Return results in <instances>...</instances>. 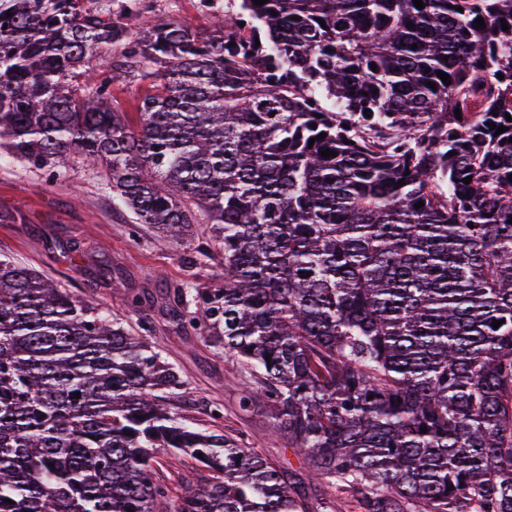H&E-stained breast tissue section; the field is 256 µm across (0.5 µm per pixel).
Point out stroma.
I'll return each mask as SVG.
<instances>
[{
    "mask_svg": "<svg viewBox=\"0 0 512 512\" xmlns=\"http://www.w3.org/2000/svg\"><path fill=\"white\" fill-rule=\"evenodd\" d=\"M237 10V0H140L139 19L167 15L207 32L216 15ZM207 225L197 227L189 242L178 244L114 204L112 191L96 169L67 162L54 170L10 159L0 160V254L60 280L80 300L93 301L107 314L136 325L140 313L150 314L152 342L182 374L186 392L177 411L186 423L211 425L213 406L224 410L227 432L244 435L249 448L262 453L306 495L310 512H324L322 488L307 472L300 449L276 431L262 408L242 410L244 388L224 360L223 349L174 322L175 289L207 283L211 266L222 257L212 254L204 264L190 266L197 252L208 250ZM139 307H132V298Z\"/></svg>",
    "mask_w": 512,
    "mask_h": 512,
    "instance_id": "stroma-1",
    "label": "stroma"
}]
</instances>
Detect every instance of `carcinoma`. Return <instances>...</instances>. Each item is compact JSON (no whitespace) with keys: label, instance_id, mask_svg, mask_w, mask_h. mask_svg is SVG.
<instances>
[{"label":"carcinoma","instance_id":"obj_1","mask_svg":"<svg viewBox=\"0 0 512 512\" xmlns=\"http://www.w3.org/2000/svg\"><path fill=\"white\" fill-rule=\"evenodd\" d=\"M136 2L0 0V156L95 166L177 243L210 225L223 262L177 325L329 500L512 512V0H239L206 36ZM137 329L0 258V512H163L164 454L210 476L174 512H309L221 407L172 411ZM144 84L138 82L119 81L112 86V93L126 112H134L137 98L144 91Z\"/></svg>","mask_w":512,"mask_h":512}]
</instances>
